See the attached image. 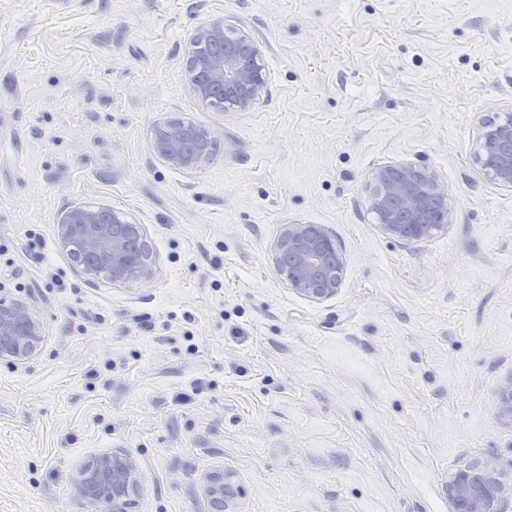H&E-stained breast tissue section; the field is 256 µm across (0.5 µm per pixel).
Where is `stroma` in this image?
Returning <instances> with one entry per match:
<instances>
[{
  "mask_svg": "<svg viewBox=\"0 0 512 512\" xmlns=\"http://www.w3.org/2000/svg\"><path fill=\"white\" fill-rule=\"evenodd\" d=\"M258 41L268 87L221 111L187 46L215 18ZM512 113V0H0V290L44 325L0 360V512H85L72 480L120 450L132 512H452L442 486L492 462L512 480V190L474 159ZM211 129L176 170L155 124ZM386 161L435 169L452 220L388 237L368 205ZM143 225L158 273L89 280L63 211ZM322 224L343 283L306 299L274 266L282 224ZM179 122L188 131L196 126L190 121ZM181 125L167 120L157 123L153 129L154 152L171 167L186 170L202 168L214 157L216 136L209 128L198 126L193 147L185 149L181 144ZM229 477L224 473L210 474L205 478V491L210 499L213 512L234 511L229 509V500L232 496Z\"/></svg>",
  "mask_w": 512,
  "mask_h": 512,
  "instance_id": "stroma-1",
  "label": "stroma"
}]
</instances>
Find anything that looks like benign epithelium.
I'll return each mask as SVG.
<instances>
[{
  "label": "benign epithelium",
  "instance_id": "7a95c632",
  "mask_svg": "<svg viewBox=\"0 0 512 512\" xmlns=\"http://www.w3.org/2000/svg\"><path fill=\"white\" fill-rule=\"evenodd\" d=\"M188 72L194 96L220 101L226 110H246L260 101L267 78L259 43L247 32L234 31L224 18L211 20L189 40ZM181 125L162 121L153 129L158 158L178 169H198L213 159L216 136L200 126L194 145L182 146ZM475 161L493 183L512 189V115L483 122L476 136ZM368 203L381 229L397 239H426L450 223L448 186L424 165L388 161L369 178ZM59 243L81 271L114 285L148 283L157 274L153 250L144 229L109 206H72L57 224ZM275 263L288 287L301 296L324 301L341 287L345 260L336 239L322 224H284L274 245ZM43 326L28 299L0 294V356L24 364L39 352ZM498 412L512 416V377L502 386ZM495 467H469L445 483L453 512H506L512 503V480L494 478ZM224 473L205 478L212 512H228L232 496ZM141 490L134 460L119 451L92 457L77 470L74 494L90 512H130Z\"/></svg>",
  "mask_w": 512,
  "mask_h": 512
}]
</instances>
